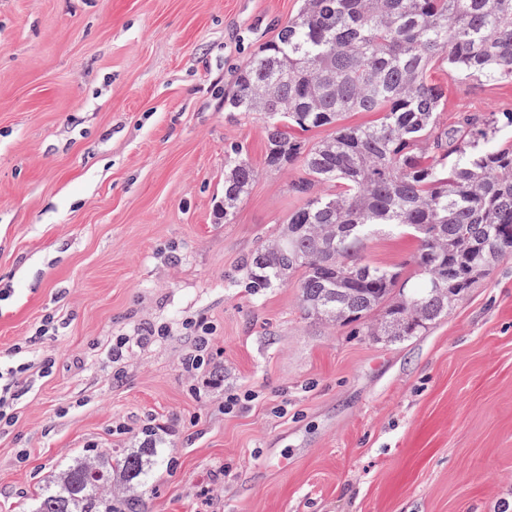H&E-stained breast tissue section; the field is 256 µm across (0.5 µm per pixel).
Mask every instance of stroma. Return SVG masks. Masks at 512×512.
Instances as JSON below:
<instances>
[{"mask_svg":"<svg viewBox=\"0 0 512 512\" xmlns=\"http://www.w3.org/2000/svg\"><path fill=\"white\" fill-rule=\"evenodd\" d=\"M300 0H0V357L53 318L48 376L0 429V512L77 456L157 441L143 512H502L512 506V256L419 336L304 317L297 282L234 279L301 203L258 112L224 92ZM440 115L512 112L448 79ZM256 176L228 223L231 145ZM416 242L377 233L403 274ZM212 344L181 369L191 325ZM138 336L123 360L108 338Z\"/></svg>","mask_w":512,"mask_h":512,"instance_id":"stroma-1","label":"stroma"}]
</instances>
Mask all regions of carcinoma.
<instances>
[{"label":"carcinoma","mask_w":512,"mask_h":512,"mask_svg":"<svg viewBox=\"0 0 512 512\" xmlns=\"http://www.w3.org/2000/svg\"><path fill=\"white\" fill-rule=\"evenodd\" d=\"M443 64L459 75L512 82V0H301L297 14L239 69L229 112L266 118L264 163L301 161L304 202L277 237L243 262L254 293L298 278L313 320L389 342L418 336L498 262L512 255V144H493L511 112L440 124ZM374 112L368 123H344ZM331 126L307 146L296 131ZM219 216L234 213L254 169L234 146ZM336 185L317 194L315 185ZM417 243L413 274L365 261L381 230ZM152 440L127 453H87L37 492L34 512H140Z\"/></svg>","instance_id":"1"}]
</instances>
